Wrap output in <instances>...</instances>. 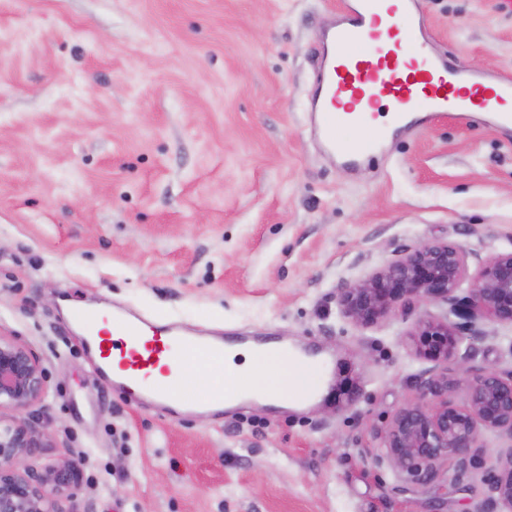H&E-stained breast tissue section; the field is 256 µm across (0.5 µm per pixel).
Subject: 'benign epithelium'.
Listing matches in <instances>:
<instances>
[{"label":"benign epithelium","instance_id":"1","mask_svg":"<svg viewBox=\"0 0 512 512\" xmlns=\"http://www.w3.org/2000/svg\"><path fill=\"white\" fill-rule=\"evenodd\" d=\"M467 290V322L446 317L421 318L412 336L418 356L435 363L419 376V402L400 408L381 432L383 452L369 456L374 468L388 465L412 489L434 482L440 467L452 462L448 488L472 479L483 464L484 432L509 446L496 452L482 474L488 495L483 512H512V371L476 363V344L484 335L478 323L491 319L512 326V252L480 264L467 276V257L448 242L420 243L360 281H342L336 302L342 314L368 327L399 307L444 303L455 311L458 293ZM462 370L459 380L448 364ZM465 392L458 402L454 393ZM46 393V369L24 343L0 337V410L30 409ZM43 434L25 420L0 417V512H65L58 495L74 486L73 460L34 469L28 455L40 447Z\"/></svg>","mask_w":512,"mask_h":512}]
</instances>
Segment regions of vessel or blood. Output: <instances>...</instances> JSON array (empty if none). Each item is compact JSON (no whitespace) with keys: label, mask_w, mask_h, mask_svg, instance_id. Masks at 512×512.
<instances>
[{"label":"vessel or blood","mask_w":512,"mask_h":512,"mask_svg":"<svg viewBox=\"0 0 512 512\" xmlns=\"http://www.w3.org/2000/svg\"><path fill=\"white\" fill-rule=\"evenodd\" d=\"M429 30L419 0H344L331 28L320 34L314 129L324 150L356 166L380 151L396 128L415 114L458 119L483 112L495 129L512 131V76L462 70L431 55L421 41ZM112 333L122 337L117 390L148 400L163 413L185 403L190 379L144 382L141 371L167 360L177 366L192 358L224 360L239 336H199L157 327L124 310H114ZM239 390L233 376L206 398L205 407L223 409Z\"/></svg>","instance_id":"b4317fda"}]
</instances>
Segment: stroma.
<instances>
[{
	"mask_svg": "<svg viewBox=\"0 0 512 512\" xmlns=\"http://www.w3.org/2000/svg\"><path fill=\"white\" fill-rule=\"evenodd\" d=\"M341 0H0V336L47 373L35 465L74 452L71 512H479L405 490L366 451L430 369L412 332L446 305L369 327L336 286L419 242L512 251V137L443 117L368 163L327 154L309 119L316 36ZM439 53L512 74V10L421 0ZM128 307L213 335L315 348L341 382L295 411L160 416L96 373L62 303ZM477 359L512 370V327Z\"/></svg>",
	"mask_w": 512,
	"mask_h": 512,
	"instance_id": "1",
	"label": "stroma"
}]
</instances>
